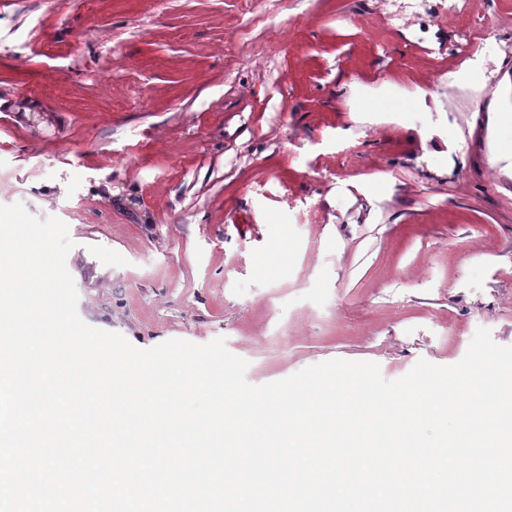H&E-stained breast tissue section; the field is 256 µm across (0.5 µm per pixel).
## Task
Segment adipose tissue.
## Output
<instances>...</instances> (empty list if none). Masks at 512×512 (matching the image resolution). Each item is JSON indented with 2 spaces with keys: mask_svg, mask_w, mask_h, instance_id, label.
<instances>
[{
  "mask_svg": "<svg viewBox=\"0 0 512 512\" xmlns=\"http://www.w3.org/2000/svg\"><path fill=\"white\" fill-rule=\"evenodd\" d=\"M448 87L460 105L486 112L492 132L488 164L512 160V66L505 65L497 43L486 44L479 54L449 72Z\"/></svg>",
  "mask_w": 512,
  "mask_h": 512,
  "instance_id": "obj_1",
  "label": "adipose tissue"
}]
</instances>
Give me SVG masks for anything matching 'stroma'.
Returning <instances> with one entry per match:
<instances>
[{"label":"stroma","mask_w":512,"mask_h":512,"mask_svg":"<svg viewBox=\"0 0 512 512\" xmlns=\"http://www.w3.org/2000/svg\"><path fill=\"white\" fill-rule=\"evenodd\" d=\"M490 40L512 64V0H0V204L67 225L85 323L225 338L254 385L335 358L395 380L480 327L512 346V164L483 119L457 113L471 165L436 176L447 112L342 89L444 102Z\"/></svg>","instance_id":"35a3bbf8"}]
</instances>
